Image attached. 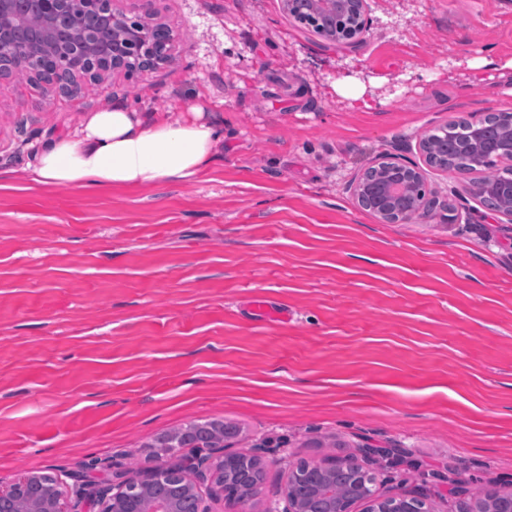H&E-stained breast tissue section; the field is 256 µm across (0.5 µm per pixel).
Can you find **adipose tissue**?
I'll return each instance as SVG.
<instances>
[{"instance_id": "obj_1", "label": "adipose tissue", "mask_w": 512, "mask_h": 512, "mask_svg": "<svg viewBox=\"0 0 512 512\" xmlns=\"http://www.w3.org/2000/svg\"><path fill=\"white\" fill-rule=\"evenodd\" d=\"M220 140L215 124L201 114L147 123L115 105L90 112L76 137L41 145L29 165L30 181L105 194L193 180L207 173Z\"/></svg>"}]
</instances>
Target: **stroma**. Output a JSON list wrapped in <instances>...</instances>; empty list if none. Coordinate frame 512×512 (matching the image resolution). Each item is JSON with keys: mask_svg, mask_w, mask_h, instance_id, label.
Returning a JSON list of instances; mask_svg holds the SVG:
<instances>
[{"mask_svg": "<svg viewBox=\"0 0 512 512\" xmlns=\"http://www.w3.org/2000/svg\"><path fill=\"white\" fill-rule=\"evenodd\" d=\"M174 60L78 97L0 85V479L130 477L191 421L245 425L267 462L265 512L290 464L346 456L310 430L400 443L380 490L458 512L512 489V223L426 168L422 135L512 113V0H367L337 49L282 0H152ZM354 79L372 109L335 90ZM145 120L197 107L224 133L203 177L102 195L29 184L31 146L105 103ZM425 167L431 230L384 224L349 185L387 154Z\"/></svg>", "mask_w": 512, "mask_h": 512, "instance_id": "35a3bbf8", "label": "stroma"}]
</instances>
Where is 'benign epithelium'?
Returning a JSON list of instances; mask_svg holds the SVG:
<instances>
[{
  "label": "benign epithelium",
  "mask_w": 512,
  "mask_h": 512,
  "mask_svg": "<svg viewBox=\"0 0 512 512\" xmlns=\"http://www.w3.org/2000/svg\"><path fill=\"white\" fill-rule=\"evenodd\" d=\"M48 20L64 14L95 15L104 24L120 29L119 37L105 41L88 33L77 40L70 53L51 54L50 27L21 33L7 20L20 5ZM323 15L330 21L350 10L356 13L361 41L369 29L364 0H319ZM144 16L114 6V0H0V83L20 73L49 77L39 82V90L49 96H71L75 83L84 77L79 62L102 60L112 71L129 77L152 71L172 59L176 38L169 27L146 34ZM471 138L461 150L469 153L472 166L487 168L498 162H512V113H486L469 122ZM383 170L394 179L387 182L376 199L385 224H412L427 218L434 200L428 197L419 167L396 158L382 162ZM470 193L481 199L489 193L503 204L498 214L512 223V178L495 183H479ZM179 459L170 464H153L142 474L127 478L98 491L102 512H180L187 502L191 512H209L204 493L225 497L235 504L243 499L229 486L256 494L263 485L261 458L247 467L224 470L232 454L222 448H179ZM381 472L353 455L328 463L302 468L295 465L284 488L276 493L275 507L269 512H431L427 499L409 494L383 495L378 484ZM58 477L43 482L34 473H21L5 484L0 480V512H77V503L62 490ZM460 512H512V493L490 489L473 494L461 504Z\"/></svg>",
  "instance_id": "obj_1"
}]
</instances>
